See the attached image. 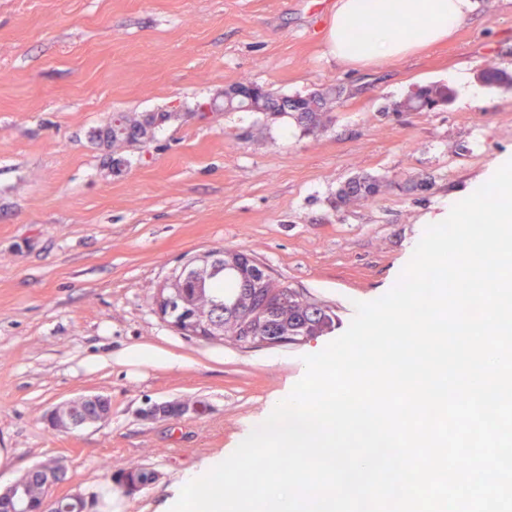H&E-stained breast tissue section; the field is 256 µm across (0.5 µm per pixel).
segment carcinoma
Masks as SVG:
<instances>
[{"instance_id":"obj_1","label":"carcinoma","mask_w":512,"mask_h":512,"mask_svg":"<svg viewBox=\"0 0 512 512\" xmlns=\"http://www.w3.org/2000/svg\"><path fill=\"white\" fill-rule=\"evenodd\" d=\"M344 89L329 85L317 94L288 97V110L263 112L266 120L274 122L288 115L308 131L321 126L325 105L341 103ZM279 94L250 81L232 85L224 94V111L262 112L269 101ZM453 99V91L444 85H421L396 106L397 112H429L446 106ZM387 183L368 175L347 181L336 193V205L349 206L380 194ZM246 253L224 249V262L217 263L190 287L173 300V307L181 311L191 301L202 317L219 320L224 335L250 333L270 338L286 337L292 344H301L324 336L336 326L333 306L298 292L294 288H269L254 270L239 261ZM113 488L121 492L126 485L146 484L149 474L138 467H118L111 474Z\"/></svg>"}]
</instances>
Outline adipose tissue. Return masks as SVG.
<instances>
[{
	"label": "adipose tissue",
	"instance_id": "1",
	"mask_svg": "<svg viewBox=\"0 0 512 512\" xmlns=\"http://www.w3.org/2000/svg\"><path fill=\"white\" fill-rule=\"evenodd\" d=\"M473 7V0H336L329 52L343 64L406 57L448 39Z\"/></svg>",
	"mask_w": 512,
	"mask_h": 512
}]
</instances>
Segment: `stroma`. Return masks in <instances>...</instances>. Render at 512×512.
I'll use <instances>...</instances> for the list:
<instances>
[{
  "mask_svg": "<svg viewBox=\"0 0 512 512\" xmlns=\"http://www.w3.org/2000/svg\"><path fill=\"white\" fill-rule=\"evenodd\" d=\"M476 3L442 45L347 65L326 41L336 0H0V485L53 459L57 493L94 500L119 462L156 473L125 512H166L185 473L234 452L332 335L251 349L191 338L155 313L158 290L229 247L335 305L343 334L355 302L395 285L426 219L512 155V87L395 109L455 73L512 75V0ZM245 79L287 96L336 83L343 101L314 132L269 124L225 111ZM161 112L148 141L99 137L113 117ZM357 175L386 186L337 206ZM142 344L179 365L129 373L118 359ZM87 394L111 399L107 422L48 426ZM166 402L188 411L142 418ZM453 91L444 85H421L412 94L396 106L399 112H429L446 106L453 99Z\"/></svg>",
  "mask_w": 512,
  "mask_h": 512,
  "instance_id": "35a3bbf8",
  "label": "stroma"
}]
</instances>
